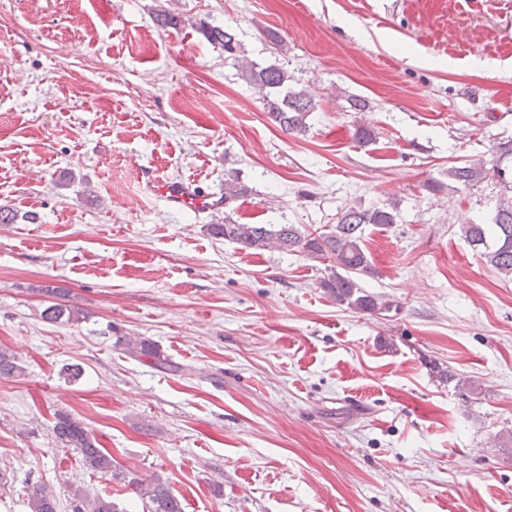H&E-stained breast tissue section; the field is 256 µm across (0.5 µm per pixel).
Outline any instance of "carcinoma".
<instances>
[{
	"mask_svg": "<svg viewBox=\"0 0 512 512\" xmlns=\"http://www.w3.org/2000/svg\"><path fill=\"white\" fill-rule=\"evenodd\" d=\"M203 31L210 41L224 48V53L240 61L241 77L258 90L269 118L282 131L288 134L306 131L316 104L304 91L288 86L289 76L284 68L276 64L262 66L241 56V44L229 28L205 27ZM486 176L480 162L448 168V180L464 186L478 183ZM247 193L248 188L240 182L224 181V207H231ZM397 219L398 214L392 206H350L329 231L318 235L306 234L294 224H238L228 216L224 217V223L210 225V231L245 249L299 253L335 263L336 269L320 282V286L337 304L372 313L385 305L376 296L364 293L357 282L358 276L372 270L362 246L363 233L370 224L389 227L397 223ZM463 233L466 241L474 249L481 250V255L499 274L512 276V202L497 207L492 223L467 224L463 226ZM42 318L52 323L74 324L85 316L77 306L54 302L42 311ZM107 330L115 337V345L129 356L152 358L155 364L165 366L156 345L149 339L113 326ZM23 372L24 367L15 353L0 348V378L19 377ZM52 437L61 447L76 450L86 468L123 481L137 497L147 501L149 512H184L179 498L161 478L144 482L118 471L112 454L98 447L96 440L70 414L56 413ZM76 498L78 504L74 512H119L115 502L98 493L83 491L76 494ZM28 507L30 512H56L57 499L46 485L34 484L28 494Z\"/></svg>",
	"mask_w": 512,
	"mask_h": 512,
	"instance_id": "cac0c4a2",
	"label": "carcinoma"
}]
</instances>
